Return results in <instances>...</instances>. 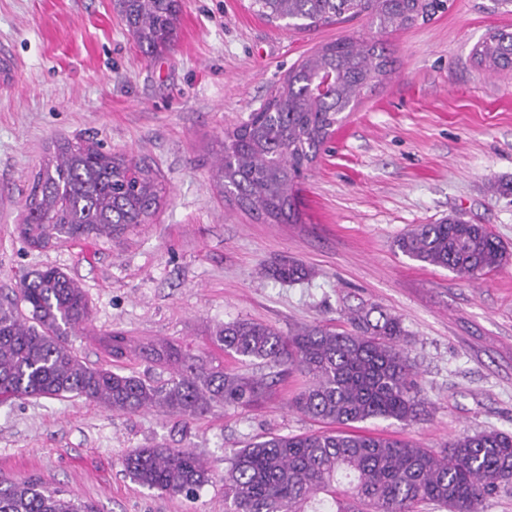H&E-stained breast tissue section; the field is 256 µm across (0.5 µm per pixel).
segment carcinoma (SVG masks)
I'll return each instance as SVG.
<instances>
[{"mask_svg": "<svg viewBox=\"0 0 512 512\" xmlns=\"http://www.w3.org/2000/svg\"><path fill=\"white\" fill-rule=\"evenodd\" d=\"M141 52L153 56L176 37L181 0H118ZM448 0H251L253 12L300 29L363 17L382 31L428 20ZM479 64L512 70V31L501 28L476 47ZM384 48L341 37L303 58L247 122L224 135L213 178L240 209L271 224L301 221L296 182L317 159L339 122L388 72ZM335 73L323 95L319 75ZM167 186L144 160L106 152L93 140L60 139L32 178L17 225L32 248L58 241L118 238L149 223ZM403 255L468 278L492 272L512 255L483 225L448 219L419 224L398 238ZM294 283L309 275L297 262L265 270ZM90 316L86 290L61 269L46 266L24 276L0 300V396L83 397L115 412L156 409L194 419L226 407L258 402L264 378L227 371L166 339L135 341L122 332L97 337L113 362L131 356L170 371L157 382L90 366L68 341ZM354 329L324 324L288 334L239 319L220 326L212 343L242 362L260 360L305 382L288 405L338 429L276 435L224 456L225 512H417L433 503L446 512H482L483 503L512 488V434L485 430L458 437L438 451L348 429L372 418L411 422L425 412L414 369L403 347L402 321L375 307L352 317ZM130 478L168 494H193L213 482L203 458L187 448H137L124 460ZM0 512H97L93 504L38 479L0 481Z\"/></svg>", "mask_w": 512, "mask_h": 512, "instance_id": "obj_1", "label": "carcinoma"}]
</instances>
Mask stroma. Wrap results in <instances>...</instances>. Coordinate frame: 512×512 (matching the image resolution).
<instances>
[{
  "mask_svg": "<svg viewBox=\"0 0 512 512\" xmlns=\"http://www.w3.org/2000/svg\"><path fill=\"white\" fill-rule=\"evenodd\" d=\"M248 6L182 0L173 48L147 58L116 0H0V290L45 266L79 282L91 315L70 342L87 363H106L96 335L114 330L211 352L243 373L254 365L210 342L224 323L345 330L353 310L377 307L403 323L426 414L369 419L361 430L435 450L481 430L512 433V261L470 279L393 247L415 225L457 216L512 251V71H488L474 56L493 31L512 30V12L449 0L447 11L393 32L362 18L295 30ZM345 35L380 43L392 66L306 172L301 222L256 221L211 181L220 142L302 58ZM61 136L154 164L169 192L153 221L116 240L28 247L16 230L27 185ZM288 261L310 277L263 275ZM266 381L256 405L187 421L81 397L8 400L0 480L38 477L97 512H224L225 453L323 428L288 406L302 376ZM158 444L201 454L213 483L188 498L134 482L125 456Z\"/></svg>",
  "mask_w": 512,
  "mask_h": 512,
  "instance_id": "1",
  "label": "stroma"
}]
</instances>
